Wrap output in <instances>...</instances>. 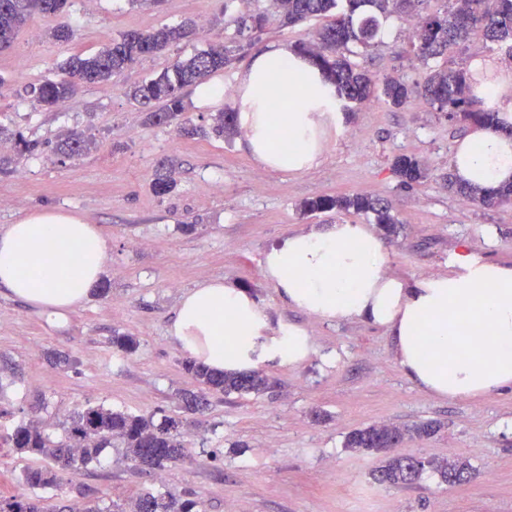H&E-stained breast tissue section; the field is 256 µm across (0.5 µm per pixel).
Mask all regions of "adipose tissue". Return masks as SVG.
<instances>
[{"label": "adipose tissue", "mask_w": 512, "mask_h": 512, "mask_svg": "<svg viewBox=\"0 0 512 512\" xmlns=\"http://www.w3.org/2000/svg\"><path fill=\"white\" fill-rule=\"evenodd\" d=\"M468 70L478 96L512 123V68L476 57ZM238 95L248 154L266 170L314 168L345 120L321 70L282 45L254 58ZM275 96L282 106L272 112L268 102ZM451 165L457 180L495 190L512 181V136L476 128ZM106 260L98 225L37 209L0 230V293L60 316L86 301ZM262 272L290 306L325 320L359 318L382 327L402 371L431 394L458 399L512 390V265L470 262L460 273L401 281L387 274L383 243L370 225L330 224L289 236L267 252ZM169 334L218 372L297 362L309 347L297 330L272 336L266 310L216 279L183 294Z\"/></svg>", "instance_id": "1"}]
</instances>
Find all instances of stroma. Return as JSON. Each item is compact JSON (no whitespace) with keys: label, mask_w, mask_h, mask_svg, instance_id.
<instances>
[{"label":"stroma","mask_w":512,"mask_h":512,"mask_svg":"<svg viewBox=\"0 0 512 512\" xmlns=\"http://www.w3.org/2000/svg\"><path fill=\"white\" fill-rule=\"evenodd\" d=\"M242 5L224 0H70L58 16L36 15L14 38L0 75V123L37 142L34 155L0 173V226L53 207L99 225L108 257L101 282L108 293L58 319L0 294V496L20 492L21 471L33 458L13 453L11 424L39 418L61 433L67 417L96 403L134 415H181L182 460L146 470L106 449L100 464L72 474L100 506L139 494L190 490L199 512H512V393L448 400L414 385L397 364L385 331L361 319L322 320L289 306L264 279L268 250L289 235L327 224H360L363 216L303 214L319 195L365 193L390 199L399 219L383 236L388 275L404 280L456 273L463 257L512 265V204L485 207L448 188L451 159L469 126L448 121L421 100L396 108L359 105L329 137L320 164L298 175L257 167L243 148L209 136L183 138L170 126L146 123L124 96L141 82L214 41H239L235 60L218 72L236 108L237 79L271 45L294 46L322 22L284 27L269 12L263 34H237ZM196 20V38L140 61L117 83L87 85L63 107H32L25 90L55 77L77 53L133 30ZM68 25L72 41L51 37ZM406 21L385 22L362 60L375 76L407 83L425 73L405 36ZM82 133L91 150L63 159L52 149ZM424 160L430 175L405 187L392 172L396 156ZM176 157L177 187L160 198L150 188L157 162ZM469 251H462V243ZM219 279L245 291L269 314L271 333L301 330L309 353L301 361L265 363L269 389L259 395H212L203 412H181V394L196 390L183 369L188 354L167 332L182 294ZM136 337L127 356L114 335ZM440 423L432 437L405 441L418 458L470 460L477 475L454 487L431 476L409 487L376 483L377 455L345 451L352 429L372 424L407 427Z\"/></svg>","instance_id":"1"}]
</instances>
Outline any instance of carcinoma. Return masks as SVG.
<instances>
[{"instance_id": "cac0c4a2", "label": "carcinoma", "mask_w": 512, "mask_h": 512, "mask_svg": "<svg viewBox=\"0 0 512 512\" xmlns=\"http://www.w3.org/2000/svg\"><path fill=\"white\" fill-rule=\"evenodd\" d=\"M288 27L307 19L324 18L326 23L312 41H300L296 50L308 55L333 86L336 100L360 105L381 100L399 107L419 96L427 104L448 114L456 123L500 129L497 112L474 95L467 64L454 58V49L469 40L473 26L462 21L470 17L479 22L487 42L512 57V0H448L442 12L417 15L414 33L409 39L414 56L425 69L423 83L408 84L399 76L376 78L363 68L358 58L376 44L382 22L392 15L412 17L415 5L422 0H269ZM68 0H0V48H10L15 34L35 14L56 15L65 11ZM265 15L254 12L240 21L239 33L258 34L264 27ZM196 25L191 22L162 25L150 30H130L102 44L91 54H76L60 68L61 76L29 86L27 94L41 107L56 108L90 84L114 81L140 59L192 40ZM234 59L232 50L214 43L188 58L176 59L157 75L135 84L124 95L146 113L155 126H169L184 111L181 91L207 81ZM238 130L237 113L221 112L213 125H196L186 119L179 123L181 136L193 138L210 134L232 138ZM0 143L11 145L17 155H31L37 144L19 131L0 126ZM92 142L74 134L56 146L62 158L79 157L91 149ZM176 160L166 158L155 168L150 187L158 197L175 188L173 178ZM393 171L406 187L428 177L426 163L414 156L401 155L393 162ZM448 188L467 201L496 206L512 199V185L492 194L476 186L448 180ZM306 213L336 210L362 215L379 225L386 234L396 231L398 220L390 203L368 194L321 195L304 201ZM112 346L125 355L134 354L139 343L131 336L112 337ZM184 371L207 393L259 395L269 388V379L260 370L224 371L217 373L194 359L183 362ZM182 420L166 416L161 422L153 417L133 415L102 404H89L75 412L64 427V435L56 439L45 426L35 420L14 427L8 440L21 455L42 457L48 466L29 467L23 471L22 485L29 489H62L61 475L97 462L104 449L122 445L123 454L148 470H161L181 456L180 428ZM435 422L416 424L405 430L389 425H369L350 431L343 448L355 454H381L382 464L372 473L373 479L393 487H406L431 472L448 486L460 485L476 477V469L465 458L454 460L415 459L398 454L394 449L404 437L423 438L435 434ZM131 512H194L196 502L188 490L146 493L129 503ZM0 512H48L42 500L19 493L0 497Z\"/></svg>"}]
</instances>
